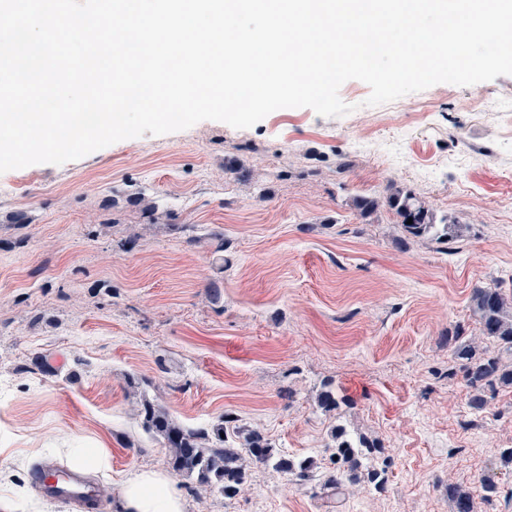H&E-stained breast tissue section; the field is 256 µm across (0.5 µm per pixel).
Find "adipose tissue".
<instances>
[{"instance_id": "ef3b65f1", "label": "adipose tissue", "mask_w": 512, "mask_h": 512, "mask_svg": "<svg viewBox=\"0 0 512 512\" xmlns=\"http://www.w3.org/2000/svg\"><path fill=\"white\" fill-rule=\"evenodd\" d=\"M123 512H185V501L171 480L152 471L133 473L117 487Z\"/></svg>"}]
</instances>
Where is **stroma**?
<instances>
[{
    "mask_svg": "<svg viewBox=\"0 0 512 512\" xmlns=\"http://www.w3.org/2000/svg\"><path fill=\"white\" fill-rule=\"evenodd\" d=\"M339 95L354 107L339 118L205 120L0 173V512H78L30 478L77 447L108 453L98 512H121L125 475L169 470L136 418L143 394L185 426L232 413L317 461L304 483L252 472L232 498L174 477L187 512H452V483L475 512H512V388L472 409L446 341L458 328L484 346L474 286L512 294V75L376 107L359 80ZM365 133L373 152L353 150ZM393 184L463 237H404L384 207L362 219L353 199ZM327 386L343 399L330 413ZM336 426L381 442L383 491L322 499Z\"/></svg>",
    "mask_w": 512,
    "mask_h": 512,
    "instance_id": "35a3bbf8",
    "label": "stroma"
}]
</instances>
